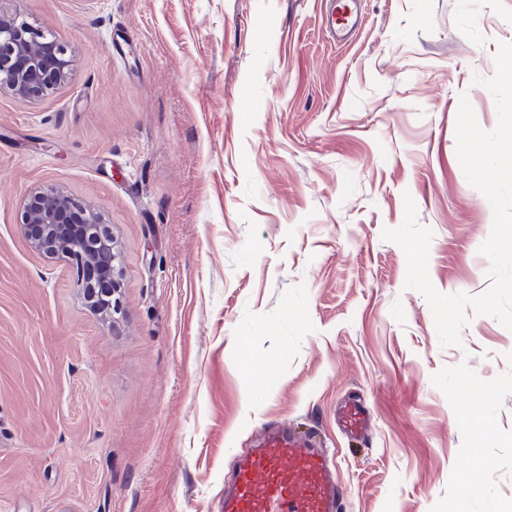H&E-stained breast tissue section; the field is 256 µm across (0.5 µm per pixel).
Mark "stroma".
Masks as SVG:
<instances>
[{"mask_svg":"<svg viewBox=\"0 0 512 512\" xmlns=\"http://www.w3.org/2000/svg\"><path fill=\"white\" fill-rule=\"evenodd\" d=\"M16 7L72 57L52 96L0 95V512H222L271 424L333 448L342 512H456L477 457L470 512H512V330L470 309L441 347L382 237L411 195L436 290L488 288L492 209L455 124L465 95L497 125L473 78L512 0H361L345 41L323 0ZM48 185L110 222L116 320L19 233ZM351 397L363 440L336 427Z\"/></svg>","mask_w":512,"mask_h":512,"instance_id":"1","label":"stroma"}]
</instances>
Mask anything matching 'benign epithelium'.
<instances>
[{"mask_svg": "<svg viewBox=\"0 0 512 512\" xmlns=\"http://www.w3.org/2000/svg\"><path fill=\"white\" fill-rule=\"evenodd\" d=\"M69 47L0 6V94L31 103L57 90L69 75ZM18 225L30 248L78 272L84 298L111 299L121 311L116 276L119 248L112 225L91 205L58 186L37 187L20 201Z\"/></svg>", "mask_w": 512, "mask_h": 512, "instance_id": "obj_1", "label": "benign epithelium"}]
</instances>
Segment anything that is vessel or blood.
I'll list each match as a JSON object with an SVG mask.
<instances>
[{"mask_svg": "<svg viewBox=\"0 0 512 512\" xmlns=\"http://www.w3.org/2000/svg\"><path fill=\"white\" fill-rule=\"evenodd\" d=\"M357 0H333L330 28L351 25ZM343 432L365 437L372 415L357 401L340 406ZM342 491L332 459L314 434L277 425L268 427L254 448L243 454L224 485V512H341Z\"/></svg>", "mask_w": 512, "mask_h": 512, "instance_id": "1", "label": "vessel or blood"}]
</instances>
